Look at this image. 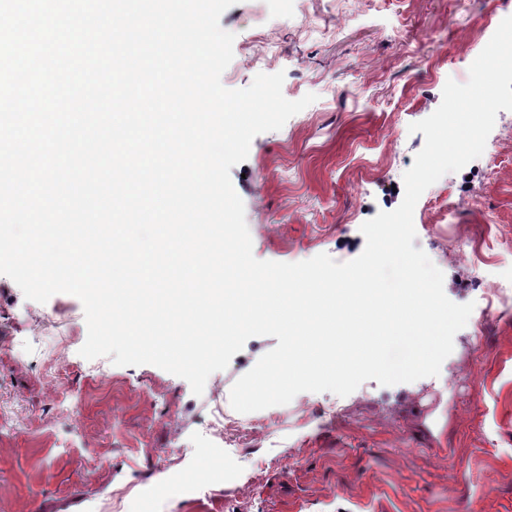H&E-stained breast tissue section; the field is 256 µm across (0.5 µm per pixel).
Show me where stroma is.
Returning a JSON list of instances; mask_svg holds the SVG:
<instances>
[{"instance_id": "35a3bbf8", "label": "stroma", "mask_w": 512, "mask_h": 512, "mask_svg": "<svg viewBox=\"0 0 512 512\" xmlns=\"http://www.w3.org/2000/svg\"><path fill=\"white\" fill-rule=\"evenodd\" d=\"M507 4L238 0L223 13L235 35L224 86L281 71L285 98L317 96L231 169L257 259L362 253V224L400 205L424 146L410 124L438 108L447 79L467 81ZM511 124L499 111L495 156L445 174L414 210V247L450 300L474 305L439 375L243 414L246 449L231 457L209 424L277 338L249 339L197 396L156 366L83 358L80 300L30 301L0 275V406L16 430L0 434V512H134L142 499L147 512H512V302L500 300L512 295ZM65 393L77 412L59 405Z\"/></svg>"}]
</instances>
